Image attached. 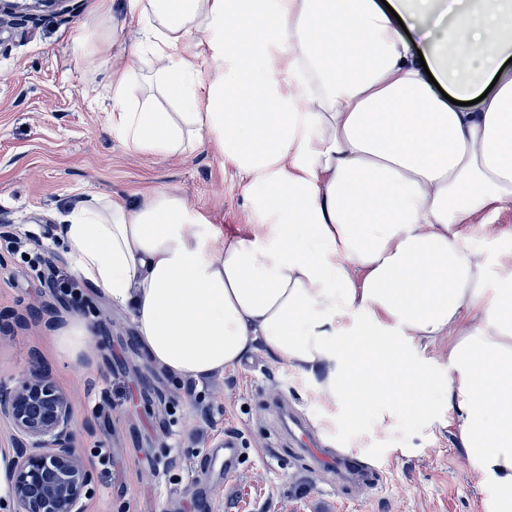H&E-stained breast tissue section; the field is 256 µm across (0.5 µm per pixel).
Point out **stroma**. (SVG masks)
<instances>
[{
	"mask_svg": "<svg viewBox=\"0 0 512 512\" xmlns=\"http://www.w3.org/2000/svg\"><path fill=\"white\" fill-rule=\"evenodd\" d=\"M92 2L0 35V225L9 230L0 238V386L39 372L68 395L74 443L92 474L83 512H482L484 493L443 406L428 420L397 410L383 431L369 410L345 424L313 379L273 363L261 345L224 373L179 379L149 361L130 311L89 285H57L56 273L72 270L62 226L94 196L130 203L171 190L228 240L255 221L245 182L210 144L141 156L113 137ZM52 307L87 324L88 357L55 346L58 331L44 323ZM292 410L382 467L369 499L301 454ZM227 432L245 446L229 482L213 463Z\"/></svg>",
	"mask_w": 512,
	"mask_h": 512,
	"instance_id": "stroma-1",
	"label": "stroma"
}]
</instances>
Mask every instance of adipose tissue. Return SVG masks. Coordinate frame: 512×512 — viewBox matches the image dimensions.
<instances>
[{"label":"adipose tissue","mask_w":512,"mask_h":512,"mask_svg":"<svg viewBox=\"0 0 512 512\" xmlns=\"http://www.w3.org/2000/svg\"><path fill=\"white\" fill-rule=\"evenodd\" d=\"M122 8L144 37L125 58L100 47L113 136L140 155L209 142L257 222L228 242L169 190L95 198L63 227L75 274L172 375L223 372L260 341L353 420L430 413L410 354L447 341L448 424L483 512H512V228L467 221L512 202V0ZM137 63L178 111L134 106Z\"/></svg>","instance_id":"ef3b65f1"}]
</instances>
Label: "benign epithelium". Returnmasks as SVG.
<instances>
[{"label":"benign epithelium","instance_id":"1","mask_svg":"<svg viewBox=\"0 0 512 512\" xmlns=\"http://www.w3.org/2000/svg\"><path fill=\"white\" fill-rule=\"evenodd\" d=\"M72 0H0V33L17 21L67 11ZM0 419L15 432L9 481L14 512H82L91 472L75 448L70 400L50 380L33 375L0 399Z\"/></svg>","mask_w":512,"mask_h":512}]
</instances>
